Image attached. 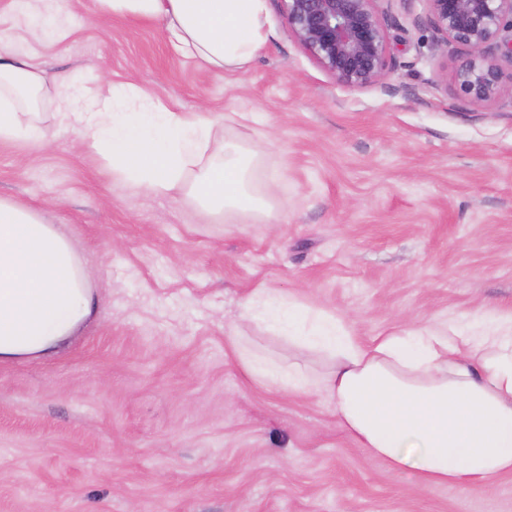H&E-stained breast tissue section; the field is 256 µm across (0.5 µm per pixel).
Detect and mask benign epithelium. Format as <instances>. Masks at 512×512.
<instances>
[{
	"instance_id": "1",
	"label": "benign epithelium",
	"mask_w": 512,
	"mask_h": 512,
	"mask_svg": "<svg viewBox=\"0 0 512 512\" xmlns=\"http://www.w3.org/2000/svg\"><path fill=\"white\" fill-rule=\"evenodd\" d=\"M290 33L337 82L355 88L383 80L388 42L380 0H285ZM438 41L465 50L454 74L457 93L484 106L512 93V0H427Z\"/></svg>"
}]
</instances>
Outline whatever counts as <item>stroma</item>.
I'll list each match as a JSON object with an SVG mask.
<instances>
[{
    "label": "stroma",
    "instance_id": "obj_1",
    "mask_svg": "<svg viewBox=\"0 0 512 512\" xmlns=\"http://www.w3.org/2000/svg\"><path fill=\"white\" fill-rule=\"evenodd\" d=\"M273 34L247 70L182 55L158 19L97 0H0V32L48 76L202 113L265 139L277 218L227 224L180 193L117 184L80 131L38 109V150L0 140V198L45 211L72 243L94 310L51 357L0 362V512H512V473L422 484L254 359L309 374L322 353L247 307L264 291L343 315L361 341L512 316V98L455 93L426 0H383L386 79L336 82L267 0ZM43 24L41 43L27 30Z\"/></svg>",
    "mask_w": 512,
    "mask_h": 512
}]
</instances>
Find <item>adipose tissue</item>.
Instances as JSON below:
<instances>
[{"label":"adipose tissue","mask_w":512,"mask_h":512,"mask_svg":"<svg viewBox=\"0 0 512 512\" xmlns=\"http://www.w3.org/2000/svg\"><path fill=\"white\" fill-rule=\"evenodd\" d=\"M119 14L161 19L184 55L219 71H243L269 39L266 0H98ZM39 57L0 35V139L41 144L35 97L45 87ZM59 125L78 126L85 146L112 157L124 186L158 196L179 191L235 220L267 219L270 184L259 179L263 146L218 138L203 116L153 103L118 112L110 95L84 94L63 78ZM69 241L40 212L0 199V361L36 358L91 314ZM255 318L325 353L322 375L269 367L292 390L329 394L340 427L370 454L427 484L486 485L512 473V321L468 330H401L359 341L343 318L264 298Z\"/></svg>","instance_id":"obj_1"}]
</instances>
